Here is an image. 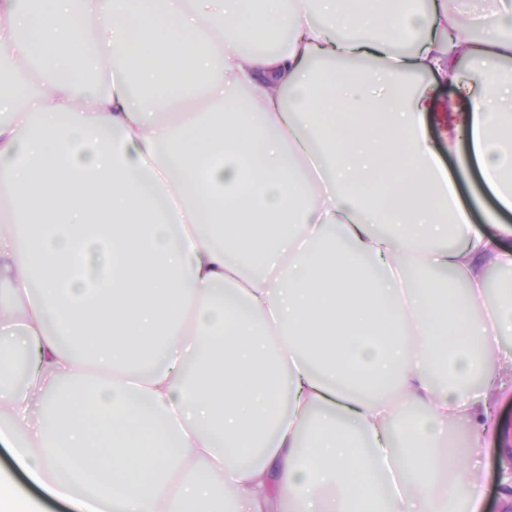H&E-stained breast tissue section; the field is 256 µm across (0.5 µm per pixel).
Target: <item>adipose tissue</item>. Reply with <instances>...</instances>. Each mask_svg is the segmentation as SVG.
Returning <instances> with one entry per match:
<instances>
[{"instance_id":"1","label":"adipose tissue","mask_w":512,"mask_h":512,"mask_svg":"<svg viewBox=\"0 0 512 512\" xmlns=\"http://www.w3.org/2000/svg\"><path fill=\"white\" fill-rule=\"evenodd\" d=\"M265 2L0 0V446L72 512H481L512 252L425 126L469 69L512 210V0ZM441 155L449 175L456 183L461 202L469 212L475 227L485 234L499 236L497 225L486 224L483 219L484 208H499V205L479 181L475 166L472 169L471 177L466 180L460 174L457 158L453 155L448 157V151L445 148Z\"/></svg>"}]
</instances>
